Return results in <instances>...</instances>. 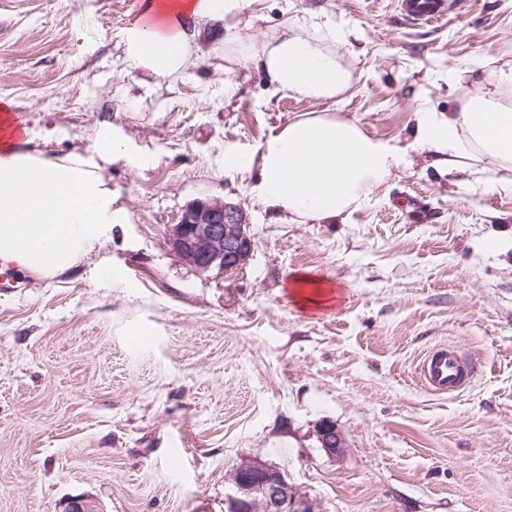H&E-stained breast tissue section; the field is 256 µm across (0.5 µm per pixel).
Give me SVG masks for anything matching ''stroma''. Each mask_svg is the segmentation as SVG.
<instances>
[{
  "label": "stroma",
  "instance_id": "1",
  "mask_svg": "<svg viewBox=\"0 0 512 512\" xmlns=\"http://www.w3.org/2000/svg\"><path fill=\"white\" fill-rule=\"evenodd\" d=\"M143 0H0V100L23 152L85 153L101 131L135 162L104 172L125 221L65 272L0 292V512H224L235 466L285 469L318 512H512V191L474 190L414 146L415 112L451 110L474 66L512 64V0H465L409 25L397 0H249L255 40L291 15L348 30L339 101L274 94L201 25L185 75L121 73ZM333 112L407 151L342 224H299L252 192L266 141ZM236 167L225 168L226 159ZM247 215L253 252L199 272L167 243L192 201ZM112 268V286L98 270ZM335 299L306 309L298 275ZM456 347L476 363L436 395L416 368ZM333 423L345 451L322 450Z\"/></svg>",
  "mask_w": 512,
  "mask_h": 512
}]
</instances>
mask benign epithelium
<instances>
[{"mask_svg":"<svg viewBox=\"0 0 512 512\" xmlns=\"http://www.w3.org/2000/svg\"><path fill=\"white\" fill-rule=\"evenodd\" d=\"M245 224L246 214L238 205L221 199H197L171 225L168 244L199 272L236 270L246 264L253 251ZM318 439L328 454L342 449V437L329 422L320 427ZM232 485L224 503L227 512H315L312 500L295 491L276 466L241 462L234 468ZM64 512L101 510L96 502L77 498L65 504Z\"/></svg>","mask_w":512,"mask_h":512,"instance_id":"obj_1","label":"benign epithelium"}]
</instances>
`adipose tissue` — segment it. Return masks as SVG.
Returning a JSON list of instances; mask_svg holds the SVG:
<instances>
[{
	"instance_id": "obj_1",
	"label": "adipose tissue",
	"mask_w": 512,
	"mask_h": 512,
	"mask_svg": "<svg viewBox=\"0 0 512 512\" xmlns=\"http://www.w3.org/2000/svg\"><path fill=\"white\" fill-rule=\"evenodd\" d=\"M246 0H146L140 15L120 32L125 76L148 71L167 78L195 64L193 41L201 24H224V46L238 59L256 61L276 92L292 97L336 100L355 77L338 47L343 26L320 12L285 19L263 43L242 34ZM487 90L466 91L448 114L419 110L415 143L445 153L452 170L473 169L490 160L496 177L485 190H512V65L493 67ZM0 135V256L19 269L56 276L90 253L121 223L102 164L124 156L110 133L96 138L92 153L64 159L18 151L17 131L5 120ZM405 161V152L367 135L359 124L331 112H306L264 145L258 200L295 222L337 223L360 207L372 189Z\"/></svg>"
}]
</instances>
